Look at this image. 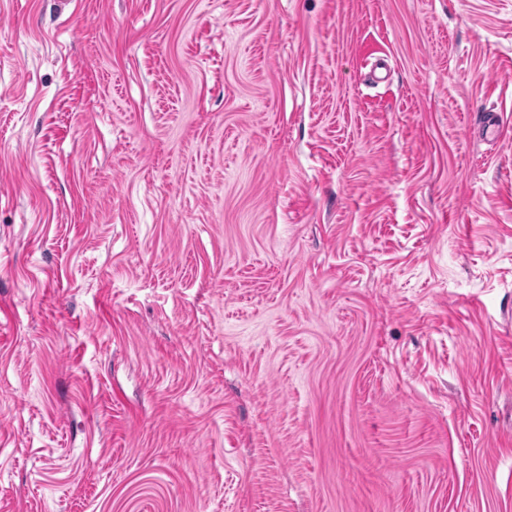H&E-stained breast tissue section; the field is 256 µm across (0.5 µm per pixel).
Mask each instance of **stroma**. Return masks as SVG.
Returning <instances> with one entry per match:
<instances>
[{
	"mask_svg": "<svg viewBox=\"0 0 512 512\" xmlns=\"http://www.w3.org/2000/svg\"><path fill=\"white\" fill-rule=\"evenodd\" d=\"M512 0H0V512H512Z\"/></svg>",
	"mask_w": 512,
	"mask_h": 512,
	"instance_id": "35a3bbf8",
	"label": "stroma"
}]
</instances>
